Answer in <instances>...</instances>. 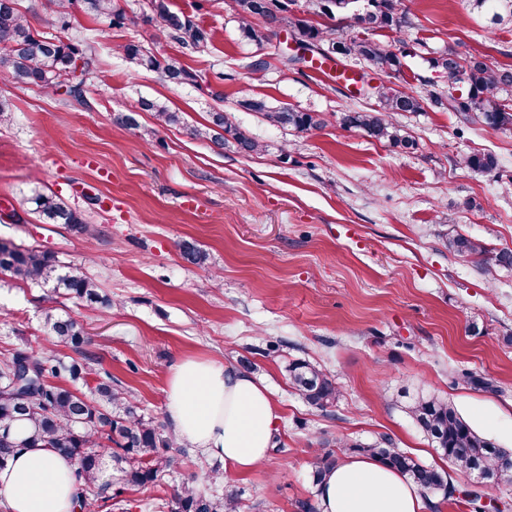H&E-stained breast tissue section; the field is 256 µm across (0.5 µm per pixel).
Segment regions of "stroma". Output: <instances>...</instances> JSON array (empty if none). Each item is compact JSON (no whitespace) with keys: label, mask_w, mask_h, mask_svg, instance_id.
I'll return each instance as SVG.
<instances>
[{"label":"stroma","mask_w":512,"mask_h":512,"mask_svg":"<svg viewBox=\"0 0 512 512\" xmlns=\"http://www.w3.org/2000/svg\"><path fill=\"white\" fill-rule=\"evenodd\" d=\"M407 4L413 28L383 30L377 40L424 38L437 52L452 47L493 67L512 65V28L488 31L466 0ZM17 7L39 31L93 41L96 72L81 105L61 91L0 80L13 112L0 124V211L23 218L0 219V238L80 266L112 307L0 275V360L43 345L46 315L62 314L87 333L96 371L131 391L146 419L165 423L169 376L185 357L235 368L250 361L280 415L278 447L251 474L212 479L223 462L191 447L174 449L175 467L143 488L113 472L127 512H166L170 494L186 485L211 497L233 487L240 512H303L315 499V458L340 441L388 435L443 465L403 410L418 391L448 398L478 434L512 449V270L487 276L445 246L459 234L512 250V129H469L433 106L398 119L417 141L413 150L343 128L347 84L317 69H282L276 45L242 38L231 0H170L213 33L208 50L184 54L198 82L181 86L157 71L131 73L121 57L131 40L159 58L181 52L156 39L153 25L77 12L61 28L48 0ZM253 55L270 63L263 77L216 79ZM404 63L374 83L424 91L435 76L427 55ZM246 95L322 113L327 124L307 133L271 126L240 107ZM144 98L178 112L181 124L159 125L140 110ZM218 110L268 152L243 156L193 138L190 127ZM120 112L135 115L137 127L116 123ZM476 150L498 154L497 172L461 165ZM36 189L80 211L86 231L42 223L27 202ZM186 241L206 252L205 266L182 258ZM295 359L335 380L333 407L318 409L293 392L287 366Z\"/></svg>","instance_id":"1"}]
</instances>
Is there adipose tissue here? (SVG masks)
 Masks as SVG:
<instances>
[{
  "mask_svg": "<svg viewBox=\"0 0 512 512\" xmlns=\"http://www.w3.org/2000/svg\"><path fill=\"white\" fill-rule=\"evenodd\" d=\"M166 412L176 436L243 476L265 461L278 409L269 388L252 374L205 358L172 369ZM75 460L53 449L26 448L0 469L5 512H80ZM320 512H422L418 489L379 462L351 455L318 487Z\"/></svg>",
  "mask_w": 512,
  "mask_h": 512,
  "instance_id": "ef3b65f1",
  "label": "adipose tissue"
}]
</instances>
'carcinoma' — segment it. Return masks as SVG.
Segmentation results:
<instances>
[{
	"instance_id": "1",
	"label": "carcinoma",
	"mask_w": 512,
	"mask_h": 512,
	"mask_svg": "<svg viewBox=\"0 0 512 512\" xmlns=\"http://www.w3.org/2000/svg\"><path fill=\"white\" fill-rule=\"evenodd\" d=\"M471 9L490 16L494 27L512 24V0H468ZM57 21L64 27L70 23L72 10L104 17L114 25L126 20L125 11L117 0H53ZM239 19L241 35L259 46L271 42L275 29L286 25L300 47L311 53L322 46L336 57V64H364L380 73L398 74L403 59L410 50L397 51L380 41L365 36L368 30H403L412 25L410 9L404 0H232ZM147 18L157 23L160 34L190 52L201 53L208 48L211 33L191 17L171 10L169 0H150ZM335 20L357 18L365 27L360 31L344 32L315 18ZM12 56L1 69L0 79L18 86H38L56 90L58 80L75 72L81 61V80L92 72L93 46L86 40L64 41L40 33L16 8L0 6V53ZM120 52L133 68L162 72L173 84H195L198 75L181 55L162 59L150 54L145 47L129 41ZM432 67L442 72L462 70L455 85L440 86L428 83L423 94L406 92L365 81L359 90L364 98L375 99L372 109L352 108L343 113L341 122L347 129L363 132L371 139L388 142L403 149H414L415 138L393 116L402 112L426 111L433 105L444 107L461 116L467 125L493 130L512 128V65L490 67L479 54H462L450 48L431 59ZM241 106L256 112L271 126L290 128L297 132L318 130L326 125L319 112L296 108L272 107L261 98L246 97ZM141 109L154 113L159 123L178 125L179 113L150 99L141 101ZM191 135L209 140L238 153L261 154L268 145L244 134L234 123L231 114L211 112L206 123L195 126ZM463 163L472 171L490 174L499 168L497 155L492 151L469 153ZM28 202L44 224H65L74 230L86 223L81 212L73 209L55 194L33 191ZM448 251L470 258L485 274L492 276L500 269L512 268V250L490 252L474 239L456 235L446 240ZM0 273L16 280L32 283H54L65 294L109 307V299L101 294L97 281L80 268L60 275L57 260L50 253L35 247H22L0 239ZM53 340L37 351L18 349L0 361V467L24 448L39 445L56 451L77 462L75 473L78 497L86 512H110L112 492L101 478L98 449L108 448L112 461L124 473L126 484L145 486L158 481L175 458L168 455L176 443L175 436L162 426L144 419L137 412L133 396L112 383V375L102 376L88 362H65L54 347L69 345L79 351L87 343L83 329L68 317L46 318ZM67 376L71 382L94 378L90 393L81 389L54 384L51 379ZM288 378L295 392L307 403L325 409L338 398L335 381L321 369L306 361L288 363ZM406 410L421 430L448 460L453 470L470 474L481 468L493 473L498 468L502 449L474 431L455 405L435 394L420 392L406 405ZM26 429L17 431L18 423ZM345 450L370 456L397 471L423 493L442 496V500H464L470 512L482 508V495L465 492L455 495L458 487L450 473L426 465L410 453L397 448L385 435L379 441L366 444L357 441L341 444ZM333 451L322 453L312 467V482L319 485L327 472L336 467ZM169 512H239V492L230 491L222 497H207L190 487L174 492L167 502Z\"/></svg>"
}]
</instances>
